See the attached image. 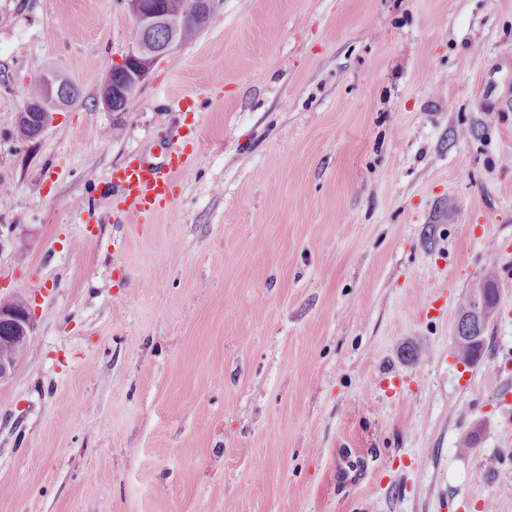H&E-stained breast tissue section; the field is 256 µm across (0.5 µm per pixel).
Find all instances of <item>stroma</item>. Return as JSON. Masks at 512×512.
Listing matches in <instances>:
<instances>
[{
  "mask_svg": "<svg viewBox=\"0 0 512 512\" xmlns=\"http://www.w3.org/2000/svg\"><path fill=\"white\" fill-rule=\"evenodd\" d=\"M135 29L125 0H0V297L35 341L0 512H512V0H219L118 120ZM43 66L80 98L23 141ZM190 126L174 205L113 223L112 168ZM496 276L493 267H489L484 276L473 286L468 298L462 305L460 316L467 313L472 306L470 315L464 321V328L468 332H475V339L482 345L485 342L484 327L496 313V307L490 308L486 306L485 301L480 296L485 295L496 285ZM459 316V317H460Z\"/></svg>",
  "mask_w": 512,
  "mask_h": 512,
  "instance_id": "1",
  "label": "stroma"
}]
</instances>
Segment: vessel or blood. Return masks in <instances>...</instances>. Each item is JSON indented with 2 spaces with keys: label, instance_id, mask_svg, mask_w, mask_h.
I'll return each instance as SVG.
<instances>
[{
  "label": "vessel or blood",
  "instance_id": "b4317fda",
  "mask_svg": "<svg viewBox=\"0 0 512 512\" xmlns=\"http://www.w3.org/2000/svg\"><path fill=\"white\" fill-rule=\"evenodd\" d=\"M183 143L173 146L163 165L154 166L133 160L113 169L109 184L120 203L114 213L115 222L139 220L154 214L161 201L172 196L173 190L190 170V155L183 145L190 135H183Z\"/></svg>",
  "mask_w": 512,
  "mask_h": 512
}]
</instances>
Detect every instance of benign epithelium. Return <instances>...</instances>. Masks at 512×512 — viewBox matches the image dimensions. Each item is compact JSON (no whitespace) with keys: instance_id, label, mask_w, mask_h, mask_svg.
<instances>
[{"instance_id":"1","label":"benign epithelium","mask_w":512,"mask_h":512,"mask_svg":"<svg viewBox=\"0 0 512 512\" xmlns=\"http://www.w3.org/2000/svg\"><path fill=\"white\" fill-rule=\"evenodd\" d=\"M129 11L135 17L143 20L137 27L133 42L127 53L121 57L118 67L124 69L125 74L131 80L141 86L147 79L154 64L163 56L171 53L177 45L169 43L163 48L156 46L149 41L146 30L152 25L169 24V19L162 16L155 10L144 7L143 0H126ZM216 0H194V16L200 22L202 28H207L215 10ZM46 96L52 101H58L67 96V88L53 74L44 75ZM496 308L486 306L485 301L477 297L473 301L470 315L465 319L464 324H456V329L464 328L469 332L476 333L475 339L479 343L485 342L484 327L495 315ZM18 333L22 336H30L33 333V315L31 307L24 305L22 309L10 313ZM21 357L18 355H0V382L8 380L14 373Z\"/></svg>"}]
</instances>
